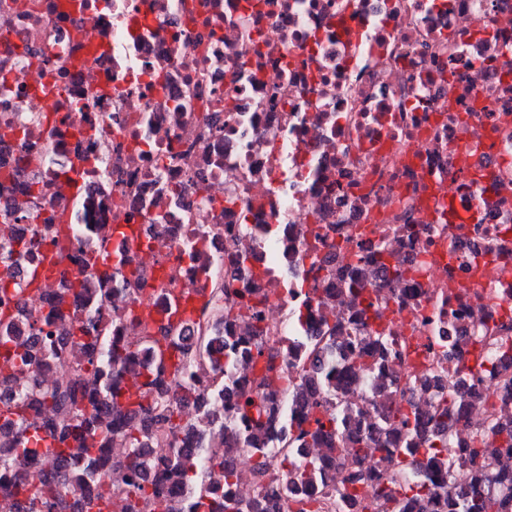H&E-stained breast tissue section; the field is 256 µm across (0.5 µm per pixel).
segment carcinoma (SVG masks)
<instances>
[{"label": "carcinoma", "instance_id": "carcinoma-1", "mask_svg": "<svg viewBox=\"0 0 512 512\" xmlns=\"http://www.w3.org/2000/svg\"><path fill=\"white\" fill-rule=\"evenodd\" d=\"M37 242L18 236L13 224L0 220V255L4 260L21 259L35 250ZM393 278H404V269L393 255L381 248L367 257ZM344 282L341 292L364 299L366 285L354 276L338 272ZM80 291L77 280L47 300V312L34 322L65 323L72 346L83 363L66 380L44 384L18 371L46 358L55 359L57 349L48 344L34 350L15 336L0 335V381L14 382V398L0 405V426L11 431L8 447L0 449V510L6 512H155L162 505L166 512H250L249 507L227 491L237 478L224 460V448H243L253 458V476L264 480L269 459L278 456L288 467V478L297 486L315 491L319 463L299 457L300 448H319L327 462L349 465L371 452L384 455L395 467L410 464L413 446L407 438L420 435L430 448L448 447L443 429H452L460 418L462 399L453 398L440 405L422 421L416 413L396 410L382 415L377 429L355 438L342 434L336 412L324 409L330 401L339 410L351 409L345 393L336 390V372L340 366L326 360L312 367L306 362L298 368V382L292 396L294 413L282 412L288 431L273 444L268 431L276 420L275 396L284 377L274 353L265 352L263 330L259 325L262 297L255 294L239 305L224 300V287L213 289L217 303L203 314L188 345L184 337L166 331L161 336L143 337L142 348L155 356L150 366L137 371L142 377L139 392L131 395L119 385L120 376L139 351L115 334L112 341H100L97 321L90 315L70 313L67 299ZM370 315L349 323L354 332L347 340L358 345V359L350 370L370 369L390 353L387 339L369 343L361 334L369 331ZM224 324V330H236L235 336H210L212 324ZM264 359L261 373L251 382L231 390L236 400L224 415L209 412L211 394L192 381L196 360L220 377L216 391H224L232 381L231 367L239 357ZM170 392L193 403L203 418V434L216 444L206 449V468L197 459L179 453L176 448H159L152 458L144 454V443L153 437L162 443L184 424L183 407L166 398ZM118 443L125 453L115 457L109 451ZM39 453L44 470L37 476L23 475L20 466L32 453ZM469 465L465 485L457 486L455 471L430 470L426 495L438 497L448 491L446 512H512V429L491 426L473 436L472 445L463 449ZM72 460L76 474L61 475L55 464ZM183 485L187 497L165 502L167 486ZM367 486L371 494L394 505V512H408V500L402 497L392 479L372 470L354 467L347 471L341 499L351 512H357L359 489ZM270 512H313L317 499L294 496L281 506L280 492L264 491Z\"/></svg>", "mask_w": 512, "mask_h": 512}]
</instances>
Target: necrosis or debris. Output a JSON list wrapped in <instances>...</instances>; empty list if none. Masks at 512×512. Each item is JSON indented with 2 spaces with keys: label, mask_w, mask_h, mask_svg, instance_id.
Returning <instances> with one entry per match:
<instances>
[{
  "label": "necrosis or debris",
  "mask_w": 512,
  "mask_h": 512,
  "mask_svg": "<svg viewBox=\"0 0 512 512\" xmlns=\"http://www.w3.org/2000/svg\"><path fill=\"white\" fill-rule=\"evenodd\" d=\"M42 4L30 16L0 0V68L13 77L0 122L26 131L0 141V173L17 170L0 177V218L40 242L0 275L21 288L6 299L12 335L52 337L59 352L26 374L51 383L77 366L60 323L32 327L63 281H81L76 310L105 334L148 301L149 315L123 323L135 348L168 326L196 335L227 281L263 296L265 340L295 379L294 336L361 311L326 304L332 272L379 247L409 274L363 270L392 354L349 378L342 426L370 430L382 408L426 414L468 393L440 456L467 474L460 448L512 418V0ZM89 37L111 50L81 67ZM76 167L77 192L62 176ZM37 183L45 198L28 196ZM62 219L63 264L29 295L26 272L56 248ZM100 248L125 275L109 298L82 265ZM225 456L238 498L288 489L284 467L259 483L242 449Z\"/></svg>",
  "instance_id": "necrosis-or-debris-1"
}]
</instances>
